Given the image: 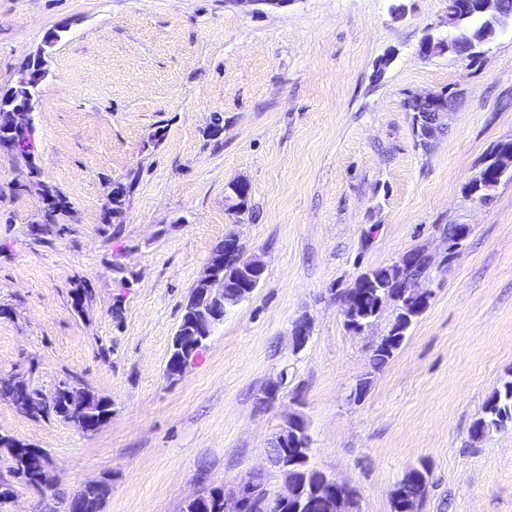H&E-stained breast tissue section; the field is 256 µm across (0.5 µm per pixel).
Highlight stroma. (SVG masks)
Returning a JSON list of instances; mask_svg holds the SVG:
<instances>
[{"label": "stroma", "instance_id": "1", "mask_svg": "<svg viewBox=\"0 0 512 512\" xmlns=\"http://www.w3.org/2000/svg\"><path fill=\"white\" fill-rule=\"evenodd\" d=\"M393 2L0 0V92L44 54L35 161L70 206L38 232L39 189L23 159L0 154V377L46 396L66 380L112 401L86 435L0 400V432L44 449L51 480L16 485L6 512H66L94 480L109 485L101 512H183L265 467L293 411L313 465L355 491L353 512H392L413 466L430 472L419 512H512V426L470 435L512 381V178L484 203L466 190L512 138V30L476 61L425 59L418 46L447 0H404L402 19ZM444 90L458 105L422 149L404 101ZM239 179L251 185L243 222L224 201ZM120 182L132 185L123 213L103 224ZM452 224L472 231L451 255ZM232 229L264 279L168 380L181 305ZM412 251L430 260L420 286L433 296L375 372L397 307L356 333L340 298L361 271ZM82 281L92 295L78 313ZM303 315L312 335L296 354ZM283 370L278 400L260 405Z\"/></svg>", "mask_w": 512, "mask_h": 512}]
</instances>
